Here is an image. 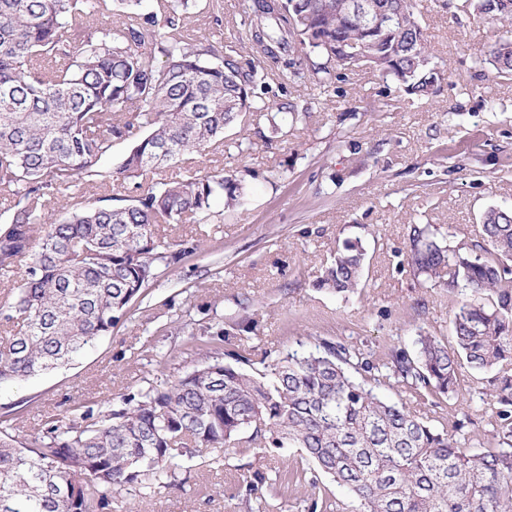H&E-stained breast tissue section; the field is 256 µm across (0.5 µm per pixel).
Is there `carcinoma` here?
<instances>
[{"mask_svg": "<svg viewBox=\"0 0 512 512\" xmlns=\"http://www.w3.org/2000/svg\"><path fill=\"white\" fill-rule=\"evenodd\" d=\"M122 18L84 21L106 0H0V275L11 280L31 242L38 249L13 295L0 292V387L58 369L95 346L144 298L158 270L186 249L158 237L160 223L233 209L245 178L222 169L182 170L208 156L224 132L270 110L276 75L325 92L369 68L416 99L438 92L416 0H372L395 16L368 29L340 0H253L249 59L189 41L197 0H115ZM479 20L512 24V0H468ZM359 43L361 57L336 47ZM486 63L512 81V39ZM284 101L273 131L297 120ZM132 142L120 166L101 165L112 146ZM152 178L146 182L139 178ZM110 188L97 195L96 188ZM65 211L57 217L56 209ZM483 242L445 244L415 227L409 264L463 286L471 298L452 319L453 342L419 333L381 363L361 349L322 339L308 353L259 361L220 352L224 329L207 330L209 355L193 371L123 396L118 405L77 406L50 416L25 446L18 417L0 414V512H112L113 495L172 476L179 451L298 448L314 471L346 488L353 512H512V207L482 215ZM365 254L348 245L317 286L343 296L359 287ZM498 370L492 395L496 448L459 445L445 427L381 394L395 380L410 394L448 396L463 365ZM257 472L247 482L257 512ZM325 494L310 512H341Z\"/></svg>", "mask_w": 512, "mask_h": 512, "instance_id": "carcinoma-1", "label": "carcinoma"}]
</instances>
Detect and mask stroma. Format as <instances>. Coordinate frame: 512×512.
<instances>
[{
  "instance_id": "obj_1",
  "label": "stroma",
  "mask_w": 512,
  "mask_h": 512,
  "mask_svg": "<svg viewBox=\"0 0 512 512\" xmlns=\"http://www.w3.org/2000/svg\"><path fill=\"white\" fill-rule=\"evenodd\" d=\"M420 2V24L447 72L440 92L414 101L367 70L327 96L292 82L269 91L270 104L286 96L300 109L287 134L272 131L269 112H256L248 128L226 131L224 150L200 161L245 175L241 205L228 212L219 201L210 218L160 226L191 246L181 264L71 365L0 390V413L19 416V442L46 416L77 404L100 409L192 371L204 358L197 331L208 325L223 326L224 350L256 360L310 350L320 338L360 347L375 361L412 346L422 331L452 338V311L469 292L411 268L410 231L427 224L438 238L478 242L484 211L512 204V83L483 62L512 29L476 23L464 0ZM251 4L201 0L186 22L189 38L243 50ZM239 140L249 149L238 150ZM347 243L365 252L364 286L341 297L315 282ZM494 377L465 368L446 397H407L396 386L384 393L466 445L489 449ZM175 462L170 486L117 493L112 512H250L245 487L258 471L272 475L263 486L270 512H308L328 489L347 498L296 448H193Z\"/></svg>"
}]
</instances>
